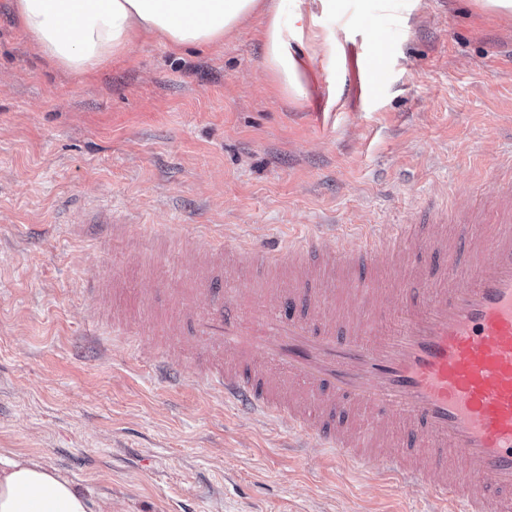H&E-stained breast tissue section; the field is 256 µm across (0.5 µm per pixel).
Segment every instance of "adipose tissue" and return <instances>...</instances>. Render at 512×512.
I'll use <instances>...</instances> for the list:
<instances>
[{"mask_svg":"<svg viewBox=\"0 0 512 512\" xmlns=\"http://www.w3.org/2000/svg\"><path fill=\"white\" fill-rule=\"evenodd\" d=\"M10 0L13 17L36 51L85 74L151 38L179 50L217 46L260 15L265 67L284 97L307 96L306 67L336 64V34L318 29L307 0ZM310 48L298 55L295 44ZM0 512H112L111 502L34 458L0 454Z\"/></svg>","mask_w":512,"mask_h":512,"instance_id":"1","label":"adipose tissue"}]
</instances>
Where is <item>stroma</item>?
I'll list each match as a JSON object with an SVG mask.
<instances>
[{
	"mask_svg": "<svg viewBox=\"0 0 512 512\" xmlns=\"http://www.w3.org/2000/svg\"><path fill=\"white\" fill-rule=\"evenodd\" d=\"M336 66L276 95L253 17L220 47L152 40L88 75L34 52L0 0V453L112 512H430L424 489L344 464L281 421L152 370L204 216L226 247L319 232L357 249L431 201L496 224L512 151V15L478 0H345L320 16ZM388 51L374 59L371 45ZM379 81L348 94L373 66ZM134 218L113 247L90 211ZM125 314L141 338L113 339Z\"/></svg>",
	"mask_w": 512,
	"mask_h": 512,
	"instance_id": "stroma-1",
	"label": "stroma"
}]
</instances>
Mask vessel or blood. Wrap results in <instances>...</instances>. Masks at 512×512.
<instances>
[{
	"label": "vessel or blood",
	"mask_w": 512,
	"mask_h": 512,
	"mask_svg": "<svg viewBox=\"0 0 512 512\" xmlns=\"http://www.w3.org/2000/svg\"><path fill=\"white\" fill-rule=\"evenodd\" d=\"M504 204L494 235L464 211L446 220L449 235L418 240L408 225L389 239L372 229L359 252L335 250L316 280L299 277L319 234L238 242L243 271L287 270L285 286L239 288L232 295L196 275L175 296L181 318L170 332L187 337L184 357L225 405L287 418L291 431L316 433L346 463L373 467L380 479L427 488L433 512H512V165L496 182ZM400 259L392 308L381 303L379 257ZM356 308H331L339 291ZM305 304L314 317L297 310ZM245 366L225 367L224 352ZM262 362L319 395L324 412L308 418L252 371ZM399 421L415 453L374 455L346 428L352 412Z\"/></svg>",
	"instance_id": "b4317fda"
}]
</instances>
